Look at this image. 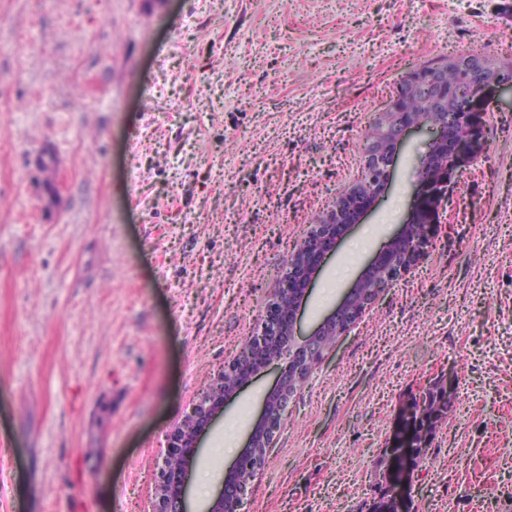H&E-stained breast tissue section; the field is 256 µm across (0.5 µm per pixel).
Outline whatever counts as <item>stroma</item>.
Segmentation results:
<instances>
[{"label": "stroma", "mask_w": 512, "mask_h": 512, "mask_svg": "<svg viewBox=\"0 0 512 512\" xmlns=\"http://www.w3.org/2000/svg\"><path fill=\"white\" fill-rule=\"evenodd\" d=\"M486 42L512 0H0V512H152L166 439L259 331L289 256L361 175L368 127L423 63ZM460 178L425 258L288 403L245 512H368L400 405L454 404L412 512L512 496V106ZM430 135L338 237L310 333L399 230ZM261 371L201 437L260 417Z\"/></svg>", "instance_id": "obj_1"}]
</instances>
